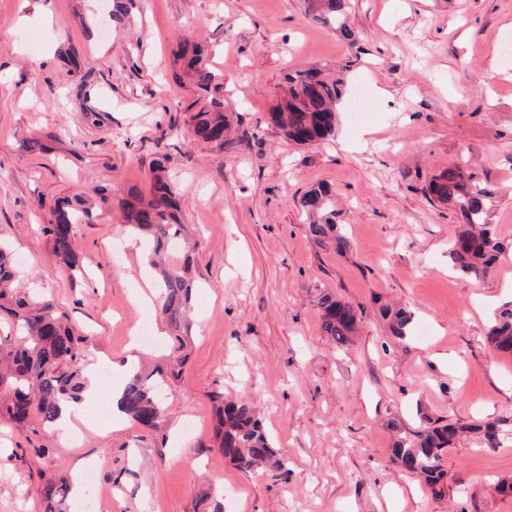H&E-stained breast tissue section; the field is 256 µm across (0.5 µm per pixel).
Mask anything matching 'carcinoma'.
Instances as JSON below:
<instances>
[{"label": "carcinoma", "mask_w": 512, "mask_h": 512, "mask_svg": "<svg viewBox=\"0 0 512 512\" xmlns=\"http://www.w3.org/2000/svg\"><path fill=\"white\" fill-rule=\"evenodd\" d=\"M306 13L313 22L328 27L346 40L352 39L348 24V0H304ZM187 72L198 88L209 89L213 73L201 50L184 44L179 53ZM283 98L270 113L271 122L285 139L299 145H315L336 135L341 105L348 92L344 79L327 77L318 67L289 72L284 76ZM196 137L224 147L228 123L224 103L212 99L206 109L190 116ZM155 175L148 191L129 186L121 193L120 206L125 230L145 237L156 260L159 297L156 315L180 330L188 325L191 313L193 281L191 259L185 256L180 266L161 265L157 258L166 254L180 233L179 200L175 186L163 176L164 160L155 164ZM428 191L440 202L452 207L461 218L462 230L448 244V257L460 273L477 280L488 276L512 240L498 237L490 213L497 190L485 178L470 169L453 166L434 176ZM109 206L102 189L80 193L55 202L49 209L48 237L53 256L70 271L80 270V258L74 249V226L93 224ZM307 212L308 233L325 249L344 253L350 240L337 222L331 189L319 186L302 198ZM320 329L338 346L352 342L361 324L360 308L325 289H317ZM381 315L391 335L399 340L410 335L414 313L386 306ZM485 343L502 353H512V301L505 302L493 315L484 336ZM86 337L67 324L66 314L49 301L35 302L29 293L15 284V269L10 246L0 242V419L19 427L37 417L47 427L61 419L62 407L81 399V364ZM185 338L171 337L167 360L150 370L137 368L123 387L122 413L143 429L157 431L165 420L166 409L161 391L171 388L181 376L188 354ZM215 439L224 459L244 473L269 468L281 469L285 458L276 450L254 408L244 400L222 402L216 409ZM391 434L390 458L401 468L417 474L433 495L444 493L447 471L443 468L448 449L455 447L462 433L476 435L481 447L498 448L502 429L499 424L460 425L440 423L420 416V424L410 426L391 418L386 422ZM71 492L63 478H50L42 487L44 512H66ZM222 507L208 491H202L194 503V512H221Z\"/></svg>", "instance_id": "1"}]
</instances>
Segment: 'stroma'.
<instances>
[{
    "label": "stroma",
    "instance_id": "obj_1",
    "mask_svg": "<svg viewBox=\"0 0 512 512\" xmlns=\"http://www.w3.org/2000/svg\"><path fill=\"white\" fill-rule=\"evenodd\" d=\"M96 0H0V240L16 283L66 312L88 338L85 362L122 360L133 325L150 321L144 354H168L171 327L137 300L151 274L127 244L119 208L76 228L82 270L70 273L42 232L54 201L93 187L149 189L156 158L194 232L190 356L167 391L159 431L93 414L63 429L0 423V512H43L50 477L96 469L98 512H193L212 487L224 512H512V438L462 440L444 459L445 495L391 463L383 423L420 416L512 429V355L484 342L512 298V255L477 280L455 272L459 216L427 192L460 164L495 185L492 221L512 238V0H350L348 43L307 16L303 0H132L102 22ZM214 75L199 90L179 66L183 40ZM76 51L79 65L67 61ZM354 60L376 117L356 129L341 112L333 139L285 141L269 122L286 73ZM224 102V147L188 117ZM325 183L351 247H317L301 199ZM364 310L337 349L321 333L316 289ZM414 313L401 341L381 319ZM246 398L261 414L279 470L243 473L212 439L214 410Z\"/></svg>",
    "mask_w": 512,
    "mask_h": 512
}]
</instances>
